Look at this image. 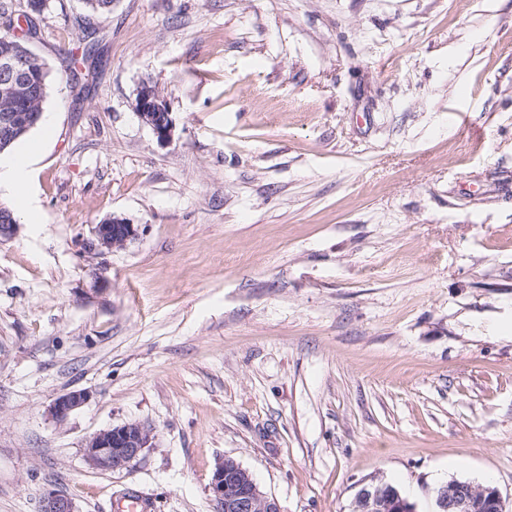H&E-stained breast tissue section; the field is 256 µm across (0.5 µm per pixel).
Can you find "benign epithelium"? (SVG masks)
I'll use <instances>...</instances> for the list:
<instances>
[{"mask_svg":"<svg viewBox=\"0 0 512 512\" xmlns=\"http://www.w3.org/2000/svg\"><path fill=\"white\" fill-rule=\"evenodd\" d=\"M32 56L25 51L16 56L8 51L0 55V78L21 87L33 85L37 74L30 68ZM141 118L151 126L160 141L171 138L174 122L166 100L158 90L144 84L137 97ZM37 118L33 112H3L0 114V140H5L19 129H26ZM134 225L117 217H110L95 225L84 248L88 254L123 247L134 238ZM88 394L82 390L65 393L53 403L57 420H65L70 413L82 407ZM152 442L151 431L140 423H127L100 431L85 443L84 456L90 468L96 471H119L137 461ZM209 492L221 512H281L279 503L266 496L257 486L248 470L237 461L226 458L213 471ZM435 512H508L500 491L493 486H475L452 479L435 490ZM39 512H76L72 499L62 493L47 492ZM350 512H416V506L391 485L373 480L364 483L356 492Z\"/></svg>","mask_w":512,"mask_h":512,"instance_id":"obj_1","label":"benign epithelium"}]
</instances>
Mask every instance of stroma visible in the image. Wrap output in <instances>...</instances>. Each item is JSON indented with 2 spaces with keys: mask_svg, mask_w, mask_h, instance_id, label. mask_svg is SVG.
<instances>
[{
  "mask_svg": "<svg viewBox=\"0 0 512 512\" xmlns=\"http://www.w3.org/2000/svg\"><path fill=\"white\" fill-rule=\"evenodd\" d=\"M35 24L53 133H29L40 221L0 242V512H219L227 457L281 512H348L370 479L417 512L451 479L512 499V0H48ZM112 216L137 235L88 257ZM131 422L150 448L90 469ZM137 109L141 118L151 126L160 141L169 140L174 130V122L166 100L158 90L149 84L140 87L137 97ZM88 400V394L85 391H70L65 393L53 403V413L57 420L64 421L70 413L82 407ZM152 442L151 431L140 423H127L95 433L83 448L87 464L96 471H119L137 461ZM39 512H77L70 497L54 490L48 491L41 500Z\"/></svg>",
  "mask_w": 512,
  "mask_h": 512,
  "instance_id": "1",
  "label": "stroma"
}]
</instances>
